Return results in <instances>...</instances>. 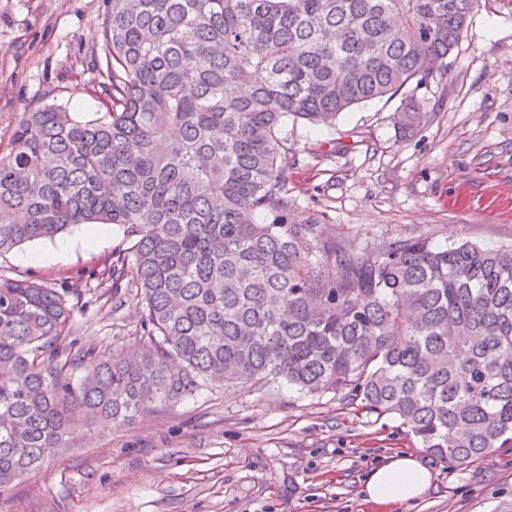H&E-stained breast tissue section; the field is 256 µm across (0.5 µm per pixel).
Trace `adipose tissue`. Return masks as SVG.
Returning <instances> with one entry per match:
<instances>
[{
	"label": "adipose tissue",
	"instance_id": "obj_1",
	"mask_svg": "<svg viewBox=\"0 0 512 512\" xmlns=\"http://www.w3.org/2000/svg\"><path fill=\"white\" fill-rule=\"evenodd\" d=\"M431 478V471L417 455L403 454L374 470L365 490L373 503H401L420 497L430 485Z\"/></svg>",
	"mask_w": 512,
	"mask_h": 512
}]
</instances>
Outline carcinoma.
Here are the masks:
<instances>
[{
	"mask_svg": "<svg viewBox=\"0 0 512 512\" xmlns=\"http://www.w3.org/2000/svg\"><path fill=\"white\" fill-rule=\"evenodd\" d=\"M479 0H111L102 115L25 112L0 155V254L115 224L140 346L73 350L74 288L0 277V490L79 425L204 387L348 390L433 458L512 435V245L364 244L288 211L293 117L330 124L421 84ZM412 102L399 127H418ZM91 370H75L85 359Z\"/></svg>",
	"mask_w": 512,
	"mask_h": 512,
	"instance_id": "cac0c4a2",
	"label": "carcinoma"
}]
</instances>
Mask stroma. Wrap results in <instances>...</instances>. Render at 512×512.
Listing matches in <instances>:
<instances>
[{
	"mask_svg": "<svg viewBox=\"0 0 512 512\" xmlns=\"http://www.w3.org/2000/svg\"><path fill=\"white\" fill-rule=\"evenodd\" d=\"M110 0H0V154L23 113L55 104L97 118L100 24ZM425 114L404 135L399 98L354 106L331 126L288 121L294 154L288 205L360 242L430 236L446 246L512 244V0H482L443 70L408 86ZM68 245L58 251V242ZM131 241L112 224L79 225L57 240L0 256V275L79 288L72 337L113 353L139 343L134 285L113 296L86 277ZM421 453L400 420L349 392L286 386L211 387L153 405L108 429L78 428L66 448L0 491V512H512V442L432 473L417 499L379 510L369 472Z\"/></svg>",
	"mask_w": 512,
	"mask_h": 512,
	"instance_id": "35a3bbf8",
	"label": "stroma"
}]
</instances>
